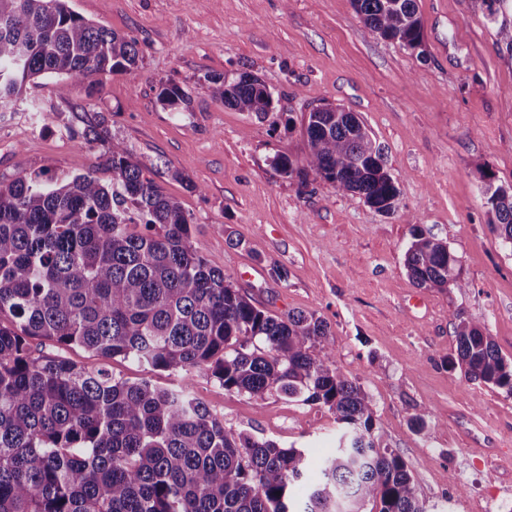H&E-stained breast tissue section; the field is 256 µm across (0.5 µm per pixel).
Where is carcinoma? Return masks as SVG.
I'll list each match as a JSON object with an SVG mask.
<instances>
[{"label": "carcinoma", "instance_id": "carcinoma-1", "mask_svg": "<svg viewBox=\"0 0 512 512\" xmlns=\"http://www.w3.org/2000/svg\"><path fill=\"white\" fill-rule=\"evenodd\" d=\"M364 26L423 56L417 0H351ZM512 52V0H481ZM134 39L76 13L68 0H0V112L51 74L63 97L93 79L139 66ZM224 106L264 121L274 93L243 73L208 78ZM158 99L188 110V94L162 85ZM302 160L276 153L281 175H311L359 195L382 214L400 189L358 116L324 105L308 113ZM106 179L20 174L0 181V512H292L291 490L308 455L224 426L192 390L204 372L224 391L280 396L327 408L339 425L336 452L297 512H426L403 459L380 446L377 411L358 381L337 371L329 327L314 313L279 315L256 306L232 277L209 265L191 214L156 181L158 164L109 133ZM489 222L512 246V186L483 194ZM419 288L463 290L448 244L414 228L404 254ZM456 351L448 367L512 395V360L459 311L449 314ZM79 347L110 361L180 376L172 388L117 379L33 341ZM431 437L429 412L410 420Z\"/></svg>", "mask_w": 512, "mask_h": 512}]
</instances>
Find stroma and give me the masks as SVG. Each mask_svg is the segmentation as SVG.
Instances as JSON below:
<instances>
[{
  "instance_id": "stroma-1",
  "label": "stroma",
  "mask_w": 512,
  "mask_h": 512,
  "mask_svg": "<svg viewBox=\"0 0 512 512\" xmlns=\"http://www.w3.org/2000/svg\"><path fill=\"white\" fill-rule=\"evenodd\" d=\"M424 55L372 35L351 0H69L75 12L135 38L140 62L58 97L54 78L0 114V180L102 171L105 150L72 140L104 115L112 135L160 164L208 263L261 307L316 313L340 372L373 396L375 435L406 463L427 512H484L512 500V396L467 381L449 311L512 359V249L483 205L485 181L512 185V53L479 0H417ZM248 72L274 93L264 121L211 96L206 79ZM174 82L189 111L158 101ZM356 113L385 154L400 207L384 215L329 183L282 176L274 154L303 159L308 112ZM197 184L187 191L169 171ZM448 243L464 291L417 288L404 266L412 225ZM195 395L225 426L331 455L335 417L317 404L225 392L205 374ZM429 411L422 439L410 418Z\"/></svg>"
}]
</instances>
